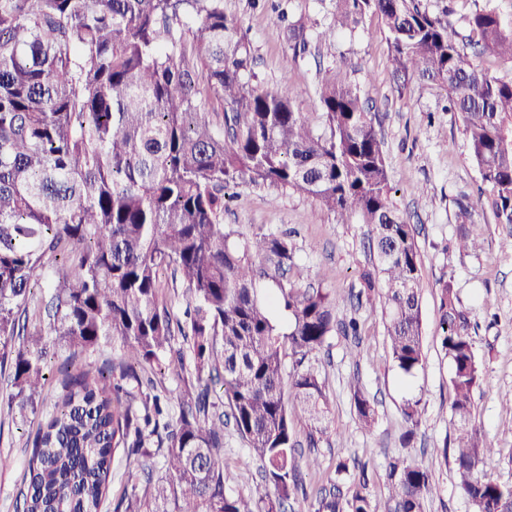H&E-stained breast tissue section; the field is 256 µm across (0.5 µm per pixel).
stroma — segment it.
Masks as SVG:
<instances>
[{
	"label": "stroma",
	"mask_w": 512,
	"mask_h": 512,
	"mask_svg": "<svg viewBox=\"0 0 512 512\" xmlns=\"http://www.w3.org/2000/svg\"><path fill=\"white\" fill-rule=\"evenodd\" d=\"M227 14L240 17L249 29L256 71L265 86L282 80L301 86L305 112L318 109L314 88L320 70L342 71L358 83L380 118L386 143L391 199L417 228L421 256V318L425 355L423 367L405 375L395 366L386 346L382 311L366 305L356 312L362 324L360 356L351 344L332 336L317 354L316 365L325 381L330 404L331 435L318 448L305 447L307 426L296 417L294 429L301 457L317 456L319 469H303L305 492L288 505V512H310L318 491L333 475L339 461L366 466L374 499L388 496L390 465L404 456L399 438L406 429L401 406L420 399L424 409L410 452L427 469L434 492L426 512H472L457 487L456 468L438 450L453 438L449 381L451 364L441 348L440 287L452 282L470 312L471 336L482 363L484 380L474 393L473 419L494 450L480 474L512 486V250L500 243L512 227L497 223L487 202L488 188L469 157V146L457 113L442 111L435 93L417 90L398 93L390 74L385 33L377 18H367L355 31L337 34L330 45L310 44L307 53L294 55L269 27L265 10L248 0H224ZM476 209L483 248L459 251L456 245L458 201ZM224 222L235 242L263 232L290 233L301 286H320L341 294L359 289L360 275L369 263L370 228L352 219L341 224L310 197L242 184L224 211ZM374 397L377 420L372 430L360 428L354 413L352 388ZM11 386L0 376V512H20L19 492L32 437L34 420L20 418L6 404ZM224 466L232 478L231 496L249 495L261 483L259 464L233 425L224 427Z\"/></svg>",
	"instance_id": "35a3bbf8"
}]
</instances>
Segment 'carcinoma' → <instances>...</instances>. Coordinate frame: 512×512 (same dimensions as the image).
<instances>
[{
    "label": "carcinoma",
    "instance_id": "carcinoma-1",
    "mask_svg": "<svg viewBox=\"0 0 512 512\" xmlns=\"http://www.w3.org/2000/svg\"><path fill=\"white\" fill-rule=\"evenodd\" d=\"M461 33L453 9L431 0H336L318 43L366 17L384 30L398 86L434 89L460 115L470 156L491 188L496 222L512 225V79L485 61L512 65V19L491 0ZM296 54L309 25L287 12L269 18ZM251 42L224 0H0V372L7 368L19 413L35 410L47 360L119 343L115 367L67 371L50 418L37 423L22 512H98L125 461L124 512H286L298 489L294 415L309 423V446L328 437L325 381L310 363L330 337L359 336L337 311L352 299L303 289L284 274L294 246L282 234L230 242L224 188L251 183L313 198L341 224L371 226V267L357 299L378 303L393 362L407 375L423 364L420 255L413 228L391 200L384 139L359 87L331 72L317 86L318 112H301L302 91L285 80L257 84ZM213 104L221 121L204 111ZM462 251H475L473 206L458 204ZM185 285L184 321L159 306L161 276ZM47 294L38 297L39 282ZM442 348L452 364L453 454L458 488L474 512H512V487L477 476L493 453L472 424L482 368L469 313L448 282L440 289ZM193 381L178 398L156 393L145 369L165 358ZM294 358L283 391V357ZM131 380L136 388L125 387ZM222 388L234 427L261 464L262 489L229 496L224 414L210 400ZM361 428L376 421L359 388ZM407 447L421 418L407 400ZM165 448V472H145L151 445ZM337 463L314 512H380L365 467L350 482ZM387 512H424L433 492L415 461L390 465Z\"/></svg>",
    "mask_w": 512,
    "mask_h": 512
}]
</instances>
